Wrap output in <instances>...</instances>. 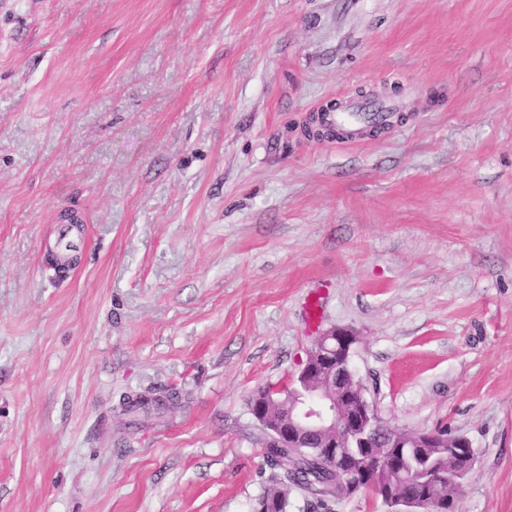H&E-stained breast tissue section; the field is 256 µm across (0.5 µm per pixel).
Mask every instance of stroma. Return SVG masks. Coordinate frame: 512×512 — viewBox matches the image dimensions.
<instances>
[{
    "instance_id": "obj_1",
    "label": "stroma",
    "mask_w": 512,
    "mask_h": 512,
    "mask_svg": "<svg viewBox=\"0 0 512 512\" xmlns=\"http://www.w3.org/2000/svg\"><path fill=\"white\" fill-rule=\"evenodd\" d=\"M349 98L390 127L316 135ZM335 327L512 512V0H0V512H253Z\"/></svg>"
}]
</instances>
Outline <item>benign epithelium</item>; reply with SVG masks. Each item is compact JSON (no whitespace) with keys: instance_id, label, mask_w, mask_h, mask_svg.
Returning a JSON list of instances; mask_svg holds the SVG:
<instances>
[{"instance_id":"obj_1","label":"benign epithelium","mask_w":512,"mask_h":512,"mask_svg":"<svg viewBox=\"0 0 512 512\" xmlns=\"http://www.w3.org/2000/svg\"><path fill=\"white\" fill-rule=\"evenodd\" d=\"M358 336L343 328L319 334L289 383L288 412L273 415L268 400L281 389L273 387L251 403L250 414L279 448H318L341 463L343 448H387L408 438L432 440L435 432H410L383 421L364 395L351 368ZM448 483L457 488L460 478L475 463V451L466 437L451 444ZM344 490L356 494L373 490L367 471L336 469Z\"/></svg>"}]
</instances>
